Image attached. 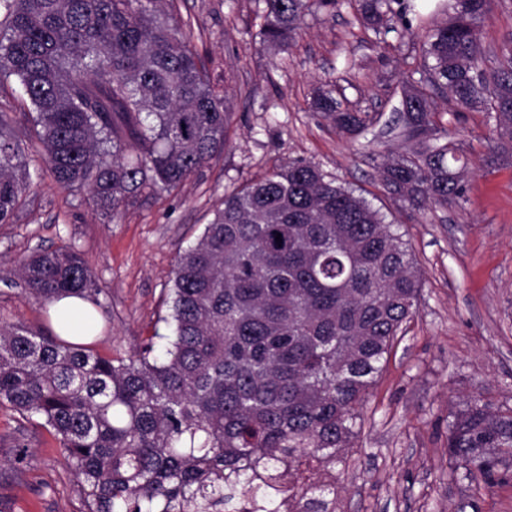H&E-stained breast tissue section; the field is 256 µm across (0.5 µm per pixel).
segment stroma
Returning <instances> with one entry per match:
<instances>
[{
	"label": "stroma",
	"mask_w": 512,
	"mask_h": 512,
	"mask_svg": "<svg viewBox=\"0 0 512 512\" xmlns=\"http://www.w3.org/2000/svg\"><path fill=\"white\" fill-rule=\"evenodd\" d=\"M263 0H173L174 17L214 81L228 88L230 143L172 193L130 199L104 223L83 188L51 179L34 137L31 107L16 84L0 87V112L29 165L31 180L10 223L0 224V322L52 330L46 307L17 277L33 252L78 251L105 293L95 350L125 357L164 349L165 299L176 260L224 204V194L275 165L303 159L352 188L398 225L421 270L418 311L397 337L362 408L363 427L337 468L332 512H512V468L492 487L457 478L448 423L478 396L512 410V167H487L492 136L484 113L453 112L436 100L441 126L469 159L462 205L414 216L387 196L377 164L402 152L381 126L360 136L312 111L314 89L349 109L390 115L392 93L421 41L403 30L375 33L356 23L351 0L308 15L290 50L261 44ZM485 66L512 41V4L481 29ZM0 512H84L78 479L43 420L0 406Z\"/></svg>",
	"instance_id": "obj_1"
}]
</instances>
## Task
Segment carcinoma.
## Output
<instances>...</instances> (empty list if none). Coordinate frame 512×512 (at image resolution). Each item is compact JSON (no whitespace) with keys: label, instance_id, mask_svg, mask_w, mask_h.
<instances>
[{"label":"carcinoma","instance_id":"obj_1","mask_svg":"<svg viewBox=\"0 0 512 512\" xmlns=\"http://www.w3.org/2000/svg\"><path fill=\"white\" fill-rule=\"evenodd\" d=\"M161 0H0V86L32 106L55 183L84 187L114 220L130 198L170 191L228 143L227 87L213 82ZM339 0H264L261 37L288 51L306 15ZM501 0H358L360 20L421 36L423 63L400 89L395 129L405 152L378 166L384 191L423 212L464 198L460 145L436 122L434 97L493 121L489 166L512 161V41L482 66L481 25ZM312 107L356 132L369 115L316 90ZM0 112V223L30 172ZM281 236L282 242L276 241ZM30 293L51 305H100L103 289L72 249L21 262ZM420 274L403 235L317 166L290 160L224 194L169 288L164 357L147 344L112 359L21 323L0 324V406L54 432L85 512H328L359 411L395 338L417 313ZM448 457L489 486L512 465V413L477 398L448 422Z\"/></svg>","mask_w":512,"mask_h":512}]
</instances>
